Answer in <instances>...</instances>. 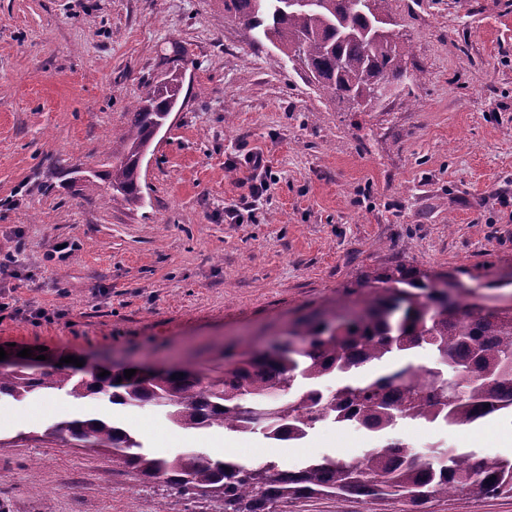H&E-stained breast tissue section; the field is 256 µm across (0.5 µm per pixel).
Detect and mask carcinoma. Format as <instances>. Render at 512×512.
<instances>
[{"mask_svg":"<svg viewBox=\"0 0 512 512\" xmlns=\"http://www.w3.org/2000/svg\"><path fill=\"white\" fill-rule=\"evenodd\" d=\"M385 2L224 0V13L299 59L324 96L365 102L377 98L384 80L395 83L406 73V48L384 23ZM179 92L173 74L130 112L127 152L112 166V201L140 199V157ZM336 310L295 323L288 343L273 351L224 355V368L213 374L173 368L162 377L127 378L121 371L86 379L66 366H17L0 369V398L63 391L116 406L160 403L183 429L260 433L290 445L326 423L389 433L407 423L470 428L512 412V309L481 305L466 288L450 300L427 271L396 265L360 274ZM329 377L336 386L326 391ZM29 438L86 448L146 481L164 482L170 512H187L193 496L214 503L215 512H280L314 495L363 497L377 506L373 512H390L399 502L421 507L438 496L512 497V455L432 446L422 462L403 440L389 437L355 462L313 456L294 469L193 451L164 459L144 451L123 426L91 414Z\"/></svg>","mask_w":512,"mask_h":512,"instance_id":"1","label":"carcinoma"}]
</instances>
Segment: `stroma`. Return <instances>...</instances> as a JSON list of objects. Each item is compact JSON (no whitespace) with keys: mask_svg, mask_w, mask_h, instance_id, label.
<instances>
[{"mask_svg":"<svg viewBox=\"0 0 512 512\" xmlns=\"http://www.w3.org/2000/svg\"><path fill=\"white\" fill-rule=\"evenodd\" d=\"M387 12L409 77L360 106L320 95L221 0H0V260L13 271L0 293L24 310L0 317L8 357L42 346L50 364L208 373L225 349L285 341L296 319L335 310L361 272L398 262L452 275L484 304L511 301L512 0H389ZM177 45L183 88L141 163L142 198L106 203L127 112L174 68ZM252 153L266 170L245 165ZM36 308L48 317H28ZM1 409L18 419L0 422V512H169L161 481L29 439L81 410L159 457L268 445L179 429L158 404L59 392L4 397ZM394 435L508 455L512 413ZM374 444L326 425L284 461Z\"/></svg>","mask_w":512,"mask_h":512,"instance_id":"35a3bbf8","label":"stroma"}]
</instances>
